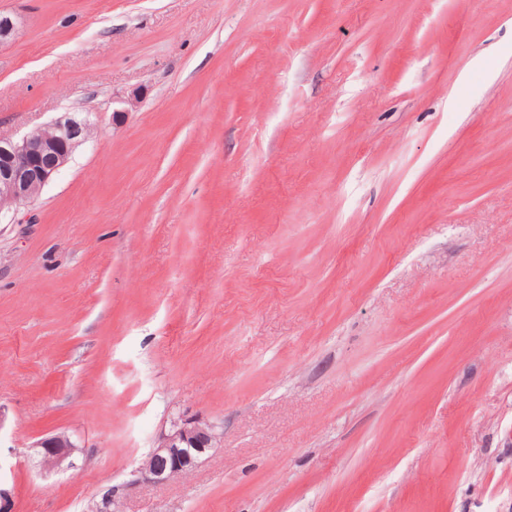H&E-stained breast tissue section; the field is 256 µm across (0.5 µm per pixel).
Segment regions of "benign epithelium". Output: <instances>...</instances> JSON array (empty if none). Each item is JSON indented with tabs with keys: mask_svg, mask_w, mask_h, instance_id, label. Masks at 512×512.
Here are the masks:
<instances>
[{
	"mask_svg": "<svg viewBox=\"0 0 512 512\" xmlns=\"http://www.w3.org/2000/svg\"><path fill=\"white\" fill-rule=\"evenodd\" d=\"M94 124L69 112L19 139L0 138V216L30 206L40 191L89 138ZM216 443L212 424L185 419L161 433L134 471L133 482L165 483L196 468ZM45 472L76 473L83 467L73 438L56 433L32 445ZM0 512H16L15 488L0 484Z\"/></svg>",
	"mask_w": 512,
	"mask_h": 512,
	"instance_id": "benign-epithelium-1",
	"label": "benign epithelium"
}]
</instances>
